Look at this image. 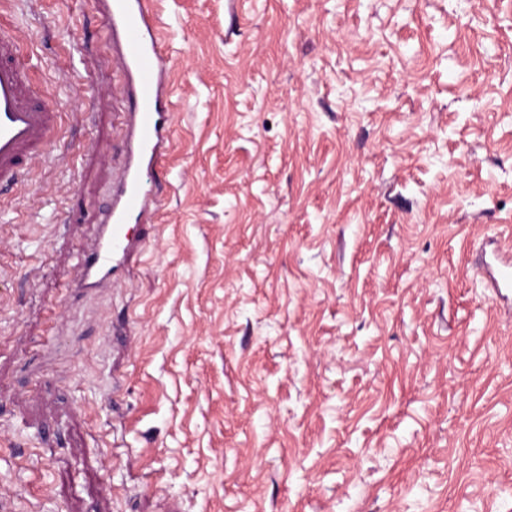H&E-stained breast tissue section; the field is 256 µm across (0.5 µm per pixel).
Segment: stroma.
I'll use <instances>...</instances> for the list:
<instances>
[{
    "mask_svg": "<svg viewBox=\"0 0 512 512\" xmlns=\"http://www.w3.org/2000/svg\"><path fill=\"white\" fill-rule=\"evenodd\" d=\"M162 207L75 288L125 159L96 0H0L50 160L0 190L16 512H512V0H149ZM488 288H492L496 297L502 295V290L512 289V252L502 253L496 257L494 265L484 270Z\"/></svg>",
    "mask_w": 512,
    "mask_h": 512,
    "instance_id": "1",
    "label": "stroma"
}]
</instances>
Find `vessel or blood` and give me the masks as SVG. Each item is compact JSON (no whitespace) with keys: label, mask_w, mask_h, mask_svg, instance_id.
Wrapping results in <instances>:
<instances>
[{"label":"vessel or blood","mask_w":512,"mask_h":512,"mask_svg":"<svg viewBox=\"0 0 512 512\" xmlns=\"http://www.w3.org/2000/svg\"><path fill=\"white\" fill-rule=\"evenodd\" d=\"M108 33L117 47L116 64L127 83L130 119L126 161L116 178L104 225L79 264L82 290L121 285L128 254L141 246L131 224L154 214L160 199L145 182L173 148L170 58L147 0H107ZM59 114L38 102L14 31L0 29V184L16 185L32 162L48 155ZM494 293L512 289V252L497 256L484 271Z\"/></svg>","instance_id":"b4317fda"}]
</instances>
